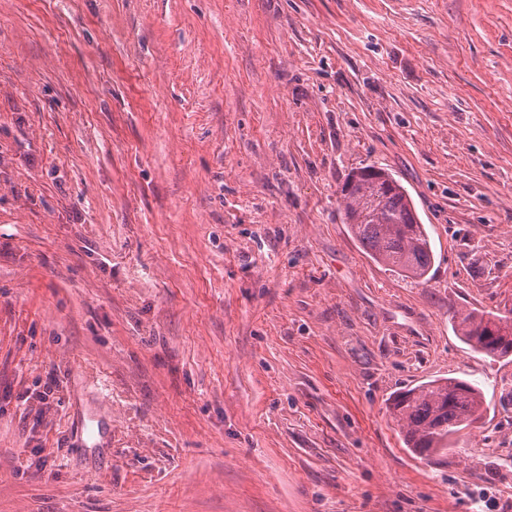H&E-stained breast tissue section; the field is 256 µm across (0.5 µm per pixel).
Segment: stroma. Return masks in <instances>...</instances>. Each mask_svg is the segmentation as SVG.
Instances as JSON below:
<instances>
[{"instance_id":"35a3bbf8","label":"stroma","mask_w":512,"mask_h":512,"mask_svg":"<svg viewBox=\"0 0 512 512\" xmlns=\"http://www.w3.org/2000/svg\"><path fill=\"white\" fill-rule=\"evenodd\" d=\"M510 308L512 0H0V512H512V360L453 324ZM448 377L419 458L387 405ZM375 167L340 191L346 224L370 257L406 278L424 282L434 261L429 236L405 188L394 177H378ZM415 215V216H414ZM416 217V218H415ZM417 219V220H416ZM388 407L403 432L408 450L420 458L445 455L454 436L480 417L481 392L455 379L435 380L396 394Z\"/></svg>"}]
</instances>
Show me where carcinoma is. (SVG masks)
Returning a JSON list of instances; mask_svg holds the SVG:
<instances>
[{"instance_id":"cac0c4a2","label":"carcinoma","mask_w":512,"mask_h":512,"mask_svg":"<svg viewBox=\"0 0 512 512\" xmlns=\"http://www.w3.org/2000/svg\"><path fill=\"white\" fill-rule=\"evenodd\" d=\"M364 174L340 191L349 228L370 257L406 278L423 282L434 261L429 236L416 220L415 207L396 179L363 168ZM503 318L499 312L466 310L454 315L457 336L473 351L492 359L512 355V329L492 336L488 328ZM481 392L455 379L435 380L396 394L388 410L403 432L408 450L420 458L445 455L455 435L480 417Z\"/></svg>"}]
</instances>
